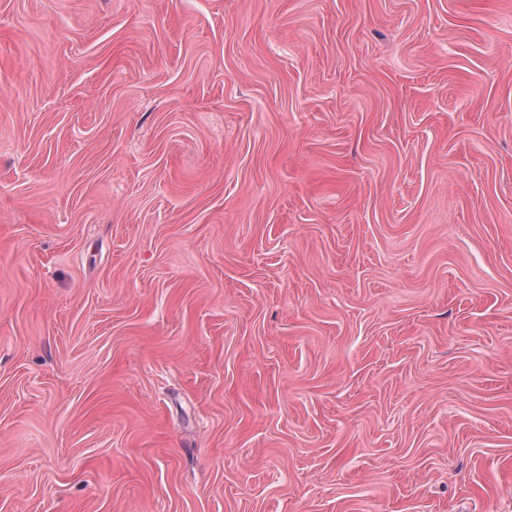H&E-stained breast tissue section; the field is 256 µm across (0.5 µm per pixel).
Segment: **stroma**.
I'll return each instance as SVG.
<instances>
[{"label":"stroma","mask_w":512,"mask_h":512,"mask_svg":"<svg viewBox=\"0 0 512 512\" xmlns=\"http://www.w3.org/2000/svg\"><path fill=\"white\" fill-rule=\"evenodd\" d=\"M0 512H512V0H0Z\"/></svg>","instance_id":"stroma-1"}]
</instances>
